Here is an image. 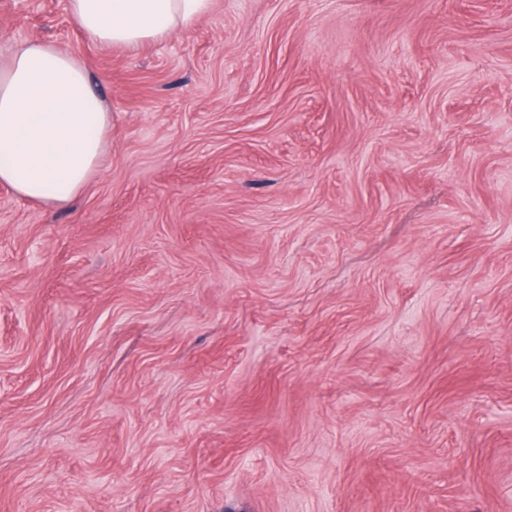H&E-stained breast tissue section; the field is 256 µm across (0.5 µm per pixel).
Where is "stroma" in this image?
Returning a JSON list of instances; mask_svg holds the SVG:
<instances>
[{
  "instance_id": "stroma-1",
  "label": "stroma",
  "mask_w": 512,
  "mask_h": 512,
  "mask_svg": "<svg viewBox=\"0 0 512 512\" xmlns=\"http://www.w3.org/2000/svg\"><path fill=\"white\" fill-rule=\"evenodd\" d=\"M71 202L0 185V512H512V0H212L89 41Z\"/></svg>"
}]
</instances>
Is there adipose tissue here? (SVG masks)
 I'll use <instances>...</instances> for the list:
<instances>
[{"instance_id": "obj_1", "label": "adipose tissue", "mask_w": 512, "mask_h": 512, "mask_svg": "<svg viewBox=\"0 0 512 512\" xmlns=\"http://www.w3.org/2000/svg\"><path fill=\"white\" fill-rule=\"evenodd\" d=\"M212 0H67L93 41L136 48L205 14ZM111 114L80 60L30 39L0 54V184L25 200L65 204L100 168Z\"/></svg>"}]
</instances>
